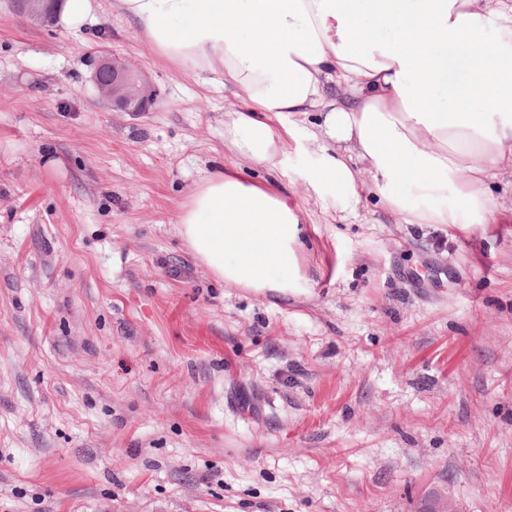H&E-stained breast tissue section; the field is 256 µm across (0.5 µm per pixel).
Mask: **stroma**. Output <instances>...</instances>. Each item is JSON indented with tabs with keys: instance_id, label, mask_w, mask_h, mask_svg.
I'll return each instance as SVG.
<instances>
[{
	"instance_id": "stroma-1",
	"label": "stroma",
	"mask_w": 512,
	"mask_h": 512,
	"mask_svg": "<svg viewBox=\"0 0 512 512\" xmlns=\"http://www.w3.org/2000/svg\"><path fill=\"white\" fill-rule=\"evenodd\" d=\"M77 30L0 0V512H512V171L496 223L344 218L224 144L232 89L114 0ZM108 51L159 89L103 109ZM221 166L302 211L288 293L216 280L177 230Z\"/></svg>"
}]
</instances>
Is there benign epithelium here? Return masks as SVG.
Wrapping results in <instances>:
<instances>
[{
  "mask_svg": "<svg viewBox=\"0 0 512 512\" xmlns=\"http://www.w3.org/2000/svg\"><path fill=\"white\" fill-rule=\"evenodd\" d=\"M53 0H18L16 12L28 22L46 25L54 21ZM107 70L111 78L102 81L99 73ZM92 81L100 103L114 112H148L157 103L159 93L142 71L114 55L98 54L93 60Z\"/></svg>",
  "mask_w": 512,
  "mask_h": 512,
  "instance_id": "obj_1",
  "label": "benign epithelium"
}]
</instances>
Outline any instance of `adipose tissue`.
I'll use <instances>...</instances> for the list:
<instances>
[{
  "label": "adipose tissue",
  "instance_id": "adipose-tissue-1",
  "mask_svg": "<svg viewBox=\"0 0 512 512\" xmlns=\"http://www.w3.org/2000/svg\"><path fill=\"white\" fill-rule=\"evenodd\" d=\"M162 56L235 88L224 142L273 164L284 114L316 111L306 181L323 211L376 195L401 224H492L512 171V0H116ZM301 212L218 168L179 233L211 275L258 293L298 279Z\"/></svg>",
  "mask_w": 512,
  "mask_h": 512
}]
</instances>
